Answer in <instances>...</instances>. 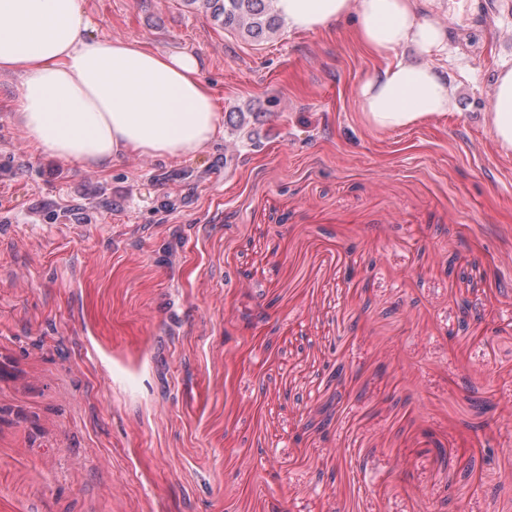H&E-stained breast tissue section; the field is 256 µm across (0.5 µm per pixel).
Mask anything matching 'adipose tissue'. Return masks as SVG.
<instances>
[{"label": "adipose tissue", "mask_w": 512, "mask_h": 512, "mask_svg": "<svg viewBox=\"0 0 512 512\" xmlns=\"http://www.w3.org/2000/svg\"><path fill=\"white\" fill-rule=\"evenodd\" d=\"M419 3L277 0L276 8L291 31L348 22L358 47L385 60L357 99L365 124L386 132L456 106L458 87L436 64L448 30ZM90 26L81 0H0V73L18 79L20 130L35 153L104 171L127 154L181 159L220 141L221 114L196 56L91 39ZM486 123L498 149L512 153V68L495 77Z\"/></svg>", "instance_id": "obj_1"}]
</instances>
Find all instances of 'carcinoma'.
<instances>
[{"label":"carcinoma","instance_id":"obj_1","mask_svg":"<svg viewBox=\"0 0 512 512\" xmlns=\"http://www.w3.org/2000/svg\"><path fill=\"white\" fill-rule=\"evenodd\" d=\"M199 1L224 31L255 42L276 34L283 23L275 0H185L190 5Z\"/></svg>","mask_w":512,"mask_h":512}]
</instances>
